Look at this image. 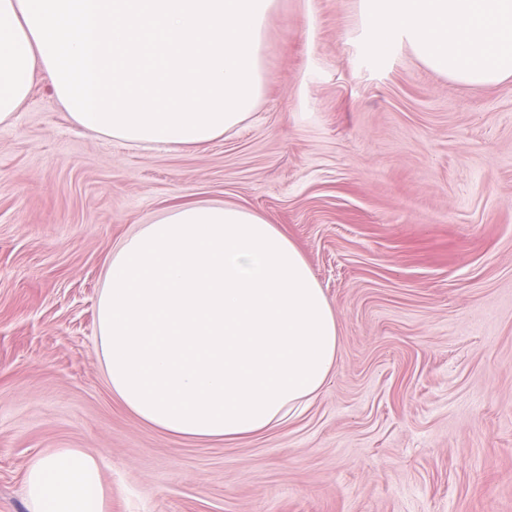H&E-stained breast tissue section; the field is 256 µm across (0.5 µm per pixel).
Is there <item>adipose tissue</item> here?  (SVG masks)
<instances>
[{
    "mask_svg": "<svg viewBox=\"0 0 512 512\" xmlns=\"http://www.w3.org/2000/svg\"><path fill=\"white\" fill-rule=\"evenodd\" d=\"M274 0H0V127L41 72L78 129L129 148L236 131L266 81ZM109 387L140 421L237 442L303 414L333 377L335 312L294 242L233 205L174 207L113 251L97 302ZM31 512H104L98 460L26 470Z\"/></svg>",
    "mask_w": 512,
    "mask_h": 512,
    "instance_id": "obj_1",
    "label": "adipose tissue"
}]
</instances>
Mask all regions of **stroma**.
Masks as SVG:
<instances>
[{"label":"stroma","instance_id":"1","mask_svg":"<svg viewBox=\"0 0 512 512\" xmlns=\"http://www.w3.org/2000/svg\"><path fill=\"white\" fill-rule=\"evenodd\" d=\"M364 0H275L238 131L135 151L74 128L34 74L0 127V512L31 458L101 462L106 512H512V78L364 58ZM240 206L296 244L335 314L299 418L188 442L113 395L96 305L113 250L175 206Z\"/></svg>","mask_w":512,"mask_h":512}]
</instances>
